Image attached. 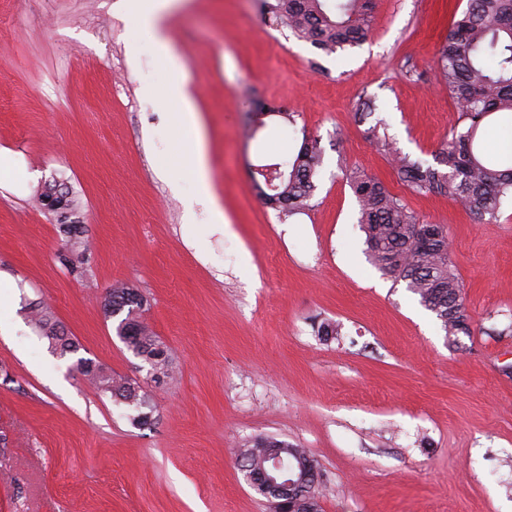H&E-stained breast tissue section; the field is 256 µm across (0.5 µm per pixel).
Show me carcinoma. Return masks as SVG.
<instances>
[{"label": "carcinoma", "instance_id": "cac0c4a2", "mask_svg": "<svg viewBox=\"0 0 512 512\" xmlns=\"http://www.w3.org/2000/svg\"><path fill=\"white\" fill-rule=\"evenodd\" d=\"M263 10L301 41L326 53L356 46L366 40L373 21L374 0H262ZM440 83L448 89L467 122L464 132H452L435 155L436 166H424L407 155L393 153L398 174L416 192L443 195L457 202L479 222L496 218L501 199L512 196V166L482 153L477 138L482 123L499 112L512 113V0H467L453 21L436 61ZM322 151L315 139L303 141L296 157L276 163L283 176L267 183L258 172L253 186L266 204L284 214L309 207L317 189ZM359 205V224L366 236L368 255L386 274L406 284L421 306L432 312L454 344L472 334L464 303L463 284L448 270V231L438 224H419L377 178L358 172L346 175ZM64 264L71 273L85 275L89 242L80 224H62ZM144 300L135 289L115 285L108 289L104 307L109 316L124 314L116 335L150 366L154 381L169 377L167 347L141 320ZM31 322L52 349L75 353L77 346L56 330L45 311L31 308ZM77 369L98 390L132 401L143 409L134 421L151 422L152 406L134 379L116 376L78 359ZM308 452L285 440L258 438L237 452L238 464L250 487L263 498L280 502L281 512H321L320 479L281 489L265 484L260 473L273 462L308 461Z\"/></svg>", "mask_w": 512, "mask_h": 512}]
</instances>
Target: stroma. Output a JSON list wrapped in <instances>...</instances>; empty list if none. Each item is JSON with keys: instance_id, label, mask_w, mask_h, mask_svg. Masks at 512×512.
I'll use <instances>...</instances> for the list:
<instances>
[{"instance_id": "35a3bbf8", "label": "stroma", "mask_w": 512, "mask_h": 512, "mask_svg": "<svg viewBox=\"0 0 512 512\" xmlns=\"http://www.w3.org/2000/svg\"><path fill=\"white\" fill-rule=\"evenodd\" d=\"M120 2L0 0V147L17 160L0 179V274L17 286L0 312V512H270L236 463L259 437L309 451L322 512H512V199L477 223L448 197L413 193L388 161L397 150L433 164L465 129L434 61L466 0H378L369 38L331 55L258 0H177L163 26L203 130L208 200L155 168L194 130L172 128L167 95L142 94L170 77ZM256 100L293 122L268 118L247 138ZM307 137L322 149L317 190L288 217L248 167L291 160ZM349 170L447 228L472 318L460 344L369 261ZM56 180L92 242L81 278L38 201ZM116 283L146 299L171 379L155 383L117 336L103 307ZM39 303L77 352L30 325ZM326 320L337 335L319 334ZM81 358L138 380L151 425L90 387Z\"/></svg>"}]
</instances>
